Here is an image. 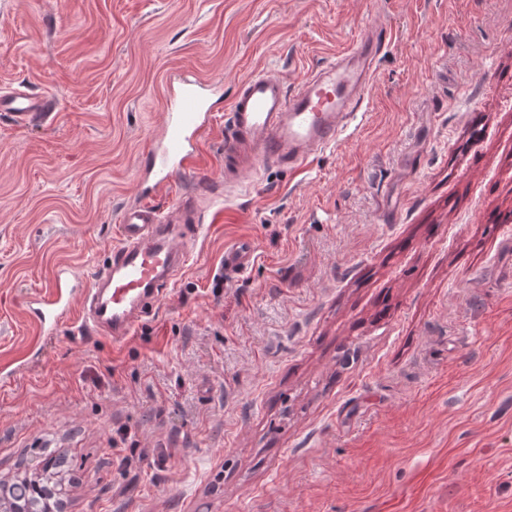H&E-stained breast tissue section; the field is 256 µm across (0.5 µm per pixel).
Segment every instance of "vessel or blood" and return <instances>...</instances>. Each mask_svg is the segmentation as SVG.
<instances>
[{
  "label": "vessel or blood",
  "instance_id": "1",
  "mask_svg": "<svg viewBox=\"0 0 512 512\" xmlns=\"http://www.w3.org/2000/svg\"><path fill=\"white\" fill-rule=\"evenodd\" d=\"M388 45L387 29L375 23L296 87L269 74L244 78L224 115L225 185L240 184L268 166L298 170L338 142L356 120ZM222 95V82L189 70L171 80L163 132L140 162L135 197L120 209L110 263L86 280L67 267L57 269L49 289L24 306L40 335L56 336L69 326L124 339L144 310L173 290L190 258L185 245L203 227L199 196L182 190L167 213L158 203L176 178L199 174L202 138ZM55 108L54 98L45 94L0 92V112L21 125L48 122ZM255 256L252 239L239 238L225 247L221 271L244 274Z\"/></svg>",
  "mask_w": 512,
  "mask_h": 512
}]
</instances>
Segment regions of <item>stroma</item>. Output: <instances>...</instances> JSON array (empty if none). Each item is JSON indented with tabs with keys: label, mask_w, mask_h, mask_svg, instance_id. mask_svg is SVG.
Instances as JSON below:
<instances>
[{
	"label": "stroma",
	"mask_w": 512,
	"mask_h": 512,
	"mask_svg": "<svg viewBox=\"0 0 512 512\" xmlns=\"http://www.w3.org/2000/svg\"><path fill=\"white\" fill-rule=\"evenodd\" d=\"M381 18L360 127L228 187L216 117L173 292L39 344L24 301L108 261L178 73L292 87ZM19 85L59 105L0 116V481L54 456L65 512H512V0H0ZM256 249L249 237L235 240L224 248V262L221 271L224 275H243L254 262Z\"/></svg>",
	"instance_id": "stroma-1"
}]
</instances>
